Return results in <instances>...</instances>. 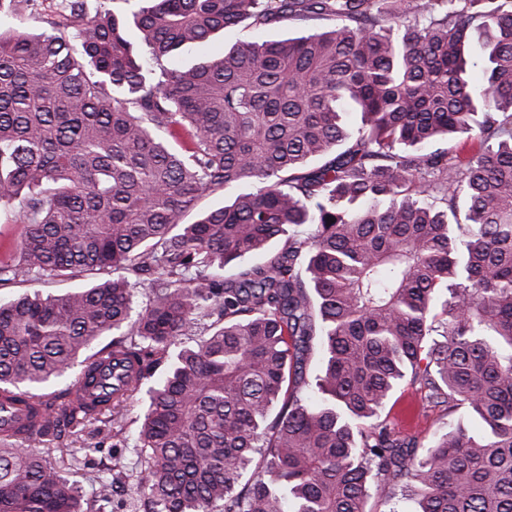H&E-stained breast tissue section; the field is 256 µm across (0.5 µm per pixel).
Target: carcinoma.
<instances>
[{
  "label": "carcinoma",
  "instance_id": "1",
  "mask_svg": "<svg viewBox=\"0 0 512 512\" xmlns=\"http://www.w3.org/2000/svg\"><path fill=\"white\" fill-rule=\"evenodd\" d=\"M138 2L0 25V287L105 276L0 300V512H91L65 469L142 395L148 512H512V0ZM404 382L476 426L400 435ZM328 22H316L309 24H298L285 22L273 28L265 30H253L239 27L224 34L216 36L204 46H186L176 56L175 61L179 67L189 68L208 58L221 55L224 46L237 42L253 40H272L287 37H299L313 33L319 28L328 25ZM25 234V225L8 220L3 213L0 218V258L12 253ZM90 280L85 277L75 278H56V279H42V280H29L11 286L9 288L0 289V296L2 298L8 297L17 293H33L38 292L39 294L46 295H60L71 291L74 288H80L87 284Z\"/></svg>",
  "mask_w": 512,
  "mask_h": 512
}]
</instances>
